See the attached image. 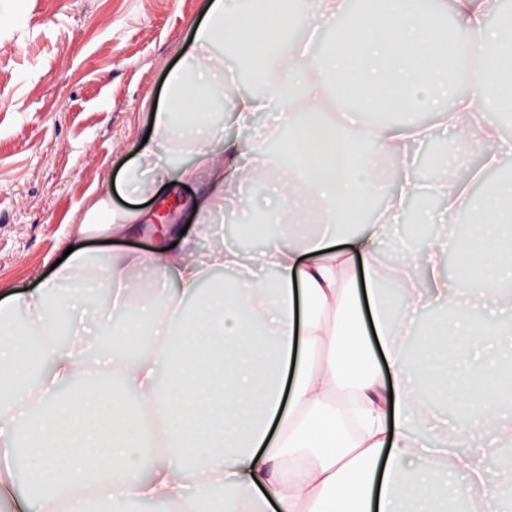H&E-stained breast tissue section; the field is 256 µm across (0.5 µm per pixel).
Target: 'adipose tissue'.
I'll list each match as a JSON object with an SVG mask.
<instances>
[{
	"mask_svg": "<svg viewBox=\"0 0 512 512\" xmlns=\"http://www.w3.org/2000/svg\"><path fill=\"white\" fill-rule=\"evenodd\" d=\"M379 0L344 27L337 21L348 0H302L296 29L332 34L328 52L272 33L268 16L282 0H268L260 17L242 0H207L195 26L193 48L167 79V99L151 116L145 144L124 165V184L141 199L157 191L156 174L170 161L178 183H199L192 221L216 213L250 214L242 185L266 186L263 217L281 226L262 251L228 245L206 254L163 244L126 251L121 263H98L84 248L72 251L53 277L26 293L0 297V362L39 340L44 371L0 396V496L14 512H130L138 503L173 505L176 512H407L427 505L438 475L455 472L445 493L467 499L473 512H497L512 497V480L489 465L499 445H512V382H503L470 338L475 305L512 309V270L495 260L498 232L512 223V179L474 198L473 182L512 156V138L486 112L493 102L512 112L501 90L512 71V18L489 24L499 0ZM454 14L455 29L437 21ZM270 42V54H251L250 42ZM250 55L253 67L275 68L278 78L236 97L234 122L247 143L224 140L211 113L224 105V48ZM480 73L472 91L449 84L463 62ZM337 111L320 138H308L301 111ZM433 116L432 126L410 119ZM274 115L263 133L255 116ZM372 112H400V121L370 125ZM475 131L484 146L481 168L458 176L448 154L429 186L446 208L436 232L393 270L396 294L379 286V255L395 217L419 186L412 176L415 150L431 129ZM287 132L297 155L277 165L265 145ZM403 166L384 213L357 225L349 200L374 196L388 177L381 154ZM471 245L455 278L437 272V259L454 245L443 234L467 209ZM140 210L116 209L110 193L85 208L78 236L113 235L143 220ZM148 269L150 286L131 289V272ZM235 274L230 288L202 293L218 270ZM105 289L95 299L96 289ZM100 311L96 327L74 318L83 299ZM442 302L455 312L452 326L431 336L451 338L455 388L479 408L461 430L427 425L448 392L421 382L407 349L417 313ZM122 319L115 328L114 319ZM152 324L155 343L135 355L97 347L114 330L140 335ZM167 381H160V370ZM98 386L71 398L62 391L88 374ZM119 380L137 401V415L159 418L163 448L139 445V424L129 425L124 400L108 387ZM359 425L345 434L347 401ZM30 440L26 492H17L16 457Z\"/></svg>",
	"mask_w": 512,
	"mask_h": 512,
	"instance_id": "adipose-tissue-1",
	"label": "adipose tissue"
}]
</instances>
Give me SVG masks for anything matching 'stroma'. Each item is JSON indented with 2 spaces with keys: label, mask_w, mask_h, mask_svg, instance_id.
Returning a JSON list of instances; mask_svg holds the SVG:
<instances>
[{
  "label": "stroma",
  "mask_w": 512,
  "mask_h": 512,
  "mask_svg": "<svg viewBox=\"0 0 512 512\" xmlns=\"http://www.w3.org/2000/svg\"><path fill=\"white\" fill-rule=\"evenodd\" d=\"M206 0H0V292H24L49 277L79 241L87 203L113 184L166 100L169 72L190 47ZM196 186L161 188L144 204L139 231L103 243L120 255L191 239L206 250L225 239L263 246L261 232L228 213L219 225H187L163 236L158 225L183 224ZM185 224V223H184Z\"/></svg>",
  "instance_id": "1"
}]
</instances>
